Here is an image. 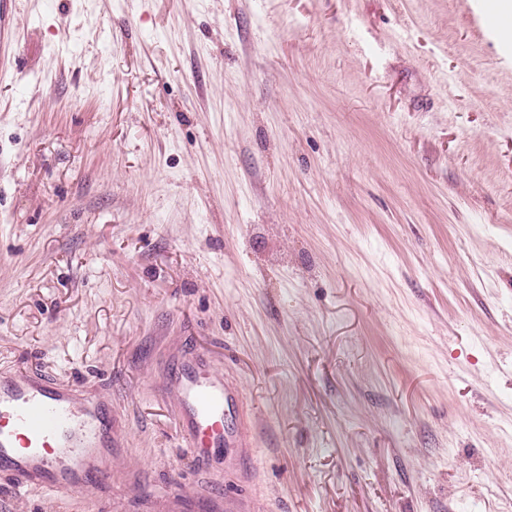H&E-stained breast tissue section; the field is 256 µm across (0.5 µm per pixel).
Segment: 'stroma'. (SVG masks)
<instances>
[{"label":"stroma","mask_w":512,"mask_h":512,"mask_svg":"<svg viewBox=\"0 0 512 512\" xmlns=\"http://www.w3.org/2000/svg\"><path fill=\"white\" fill-rule=\"evenodd\" d=\"M488 0H0V375L112 403V496L512 512V38ZM237 391L200 467L169 363Z\"/></svg>","instance_id":"stroma-1"}]
</instances>
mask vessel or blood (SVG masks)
I'll return each instance as SVG.
<instances>
[{"instance_id": "b4317fda", "label": "vessel or blood", "mask_w": 512, "mask_h": 512, "mask_svg": "<svg viewBox=\"0 0 512 512\" xmlns=\"http://www.w3.org/2000/svg\"><path fill=\"white\" fill-rule=\"evenodd\" d=\"M167 384L180 408L179 430L191 454L223 453L233 395L208 361L182 356ZM120 437L112 406L42 379L36 372L0 377V475L16 492H77L104 475Z\"/></svg>"}]
</instances>
